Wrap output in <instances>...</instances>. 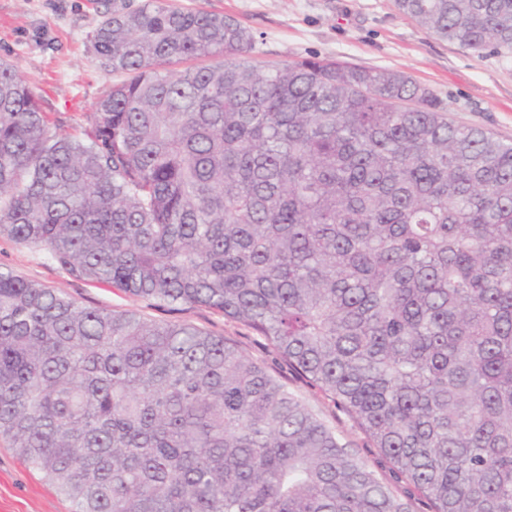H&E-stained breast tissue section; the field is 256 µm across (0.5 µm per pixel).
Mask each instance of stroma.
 I'll return each mask as SVG.
<instances>
[{"instance_id": "obj_1", "label": "stroma", "mask_w": 512, "mask_h": 512, "mask_svg": "<svg viewBox=\"0 0 512 512\" xmlns=\"http://www.w3.org/2000/svg\"><path fill=\"white\" fill-rule=\"evenodd\" d=\"M182 6L235 17L255 36L248 54L265 66L303 58L399 70L429 88L450 120L512 142V54H479L439 39L398 12L394 0H177ZM113 0H0V59L18 69L39 98L51 129L83 137L102 93L112 84L92 36ZM0 267L64 292L79 304L131 311L157 322L191 324L224 337L265 365L369 462V436L331 397L288 369L251 329L205 306L159 305L110 286L77 280L43 250L0 235ZM0 512H72L70 501L26 468L0 442Z\"/></svg>"}]
</instances>
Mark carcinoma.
Masks as SVG:
<instances>
[{
    "label": "carcinoma",
    "mask_w": 512,
    "mask_h": 512,
    "mask_svg": "<svg viewBox=\"0 0 512 512\" xmlns=\"http://www.w3.org/2000/svg\"><path fill=\"white\" fill-rule=\"evenodd\" d=\"M512 53V0H395ZM234 17L104 16L86 138L0 60V234L201 305L350 413L407 496L237 345L0 268V440L74 512H512V142L403 71L262 69ZM214 63L170 71L173 60Z\"/></svg>",
    "instance_id": "1"
}]
</instances>
